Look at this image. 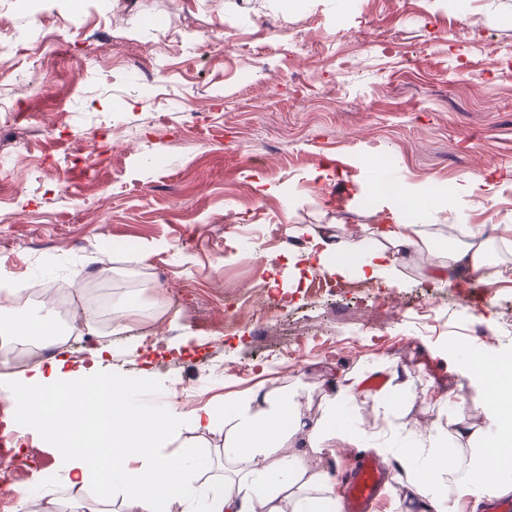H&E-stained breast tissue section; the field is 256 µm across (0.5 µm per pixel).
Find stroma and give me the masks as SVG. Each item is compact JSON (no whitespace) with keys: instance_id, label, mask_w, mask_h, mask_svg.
Returning a JSON list of instances; mask_svg holds the SVG:
<instances>
[{"instance_id":"1","label":"stroma","mask_w":512,"mask_h":512,"mask_svg":"<svg viewBox=\"0 0 512 512\" xmlns=\"http://www.w3.org/2000/svg\"><path fill=\"white\" fill-rule=\"evenodd\" d=\"M17 34L46 40L33 53ZM0 85V280L75 279L87 301L110 262L113 307L142 308L96 339L128 397L191 390L188 410L260 383L316 418L323 380L396 372L391 410L339 405L360 450L395 466L437 419L489 429L468 366L512 355V0H0ZM378 172L422 197L403 216L431 242L369 277L355 262L396 204ZM473 175L484 190L463 191ZM333 224L344 272L279 247ZM482 224L499 238L475 304L433 269ZM317 277L342 293H310ZM290 345L298 361L279 357ZM446 386L464 407L437 404ZM11 429L52 476L1 489L0 512L22 491L66 497L54 439L16 416ZM225 435L188 426L166 451L211 458Z\"/></svg>"}]
</instances>
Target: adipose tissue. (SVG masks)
Here are the masks:
<instances>
[{"mask_svg": "<svg viewBox=\"0 0 512 512\" xmlns=\"http://www.w3.org/2000/svg\"><path fill=\"white\" fill-rule=\"evenodd\" d=\"M414 204L413 198H399V209L378 230L375 248L359 267L361 274H375L393 256L427 246L423 226L400 215ZM467 236L464 246L449 250L445 270L475 272L485 265L487 227L471 229ZM1 320L8 321L13 332L12 350H0L2 370L9 369L13 350L34 341L47 347L58 343L52 321L32 318L15 305L12 293L0 292ZM91 358L94 366L88 370H66L65 359L55 357L12 378L26 420L56 440L71 507H78L92 487L101 502L113 503V512H342L321 456L332 441L358 443V436L338 427L336 404L366 391L365 374L345 377L326 396L325 408L315 419L304 414L294 396L259 390L219 409L143 411L128 403L121 377L97 373L104 349L92 352ZM501 367L498 361L487 365L481 380L495 435L481 441L462 475L457 472L458 454L447 448L451 440L472 437L462 418L438 424L439 440L417 438L407 450L408 458L425 454L433 465L407 479L410 496L433 502L442 474L453 484L456 499L512 493V487L499 480L500 472L512 467V374H503ZM186 421L207 431L217 422L228 424L222 477L200 483L190 471V457L158 454V447Z\"/></svg>", "mask_w": 512, "mask_h": 512, "instance_id": "ef3b65f1", "label": "adipose tissue"}]
</instances>
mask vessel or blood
<instances>
[{
	"label": "vessel or blood",
	"instance_id": "obj_1",
	"mask_svg": "<svg viewBox=\"0 0 512 512\" xmlns=\"http://www.w3.org/2000/svg\"><path fill=\"white\" fill-rule=\"evenodd\" d=\"M391 476V468L383 458L357 454L356 465L342 484L343 512H373Z\"/></svg>",
	"mask_w": 512,
	"mask_h": 512
}]
</instances>
